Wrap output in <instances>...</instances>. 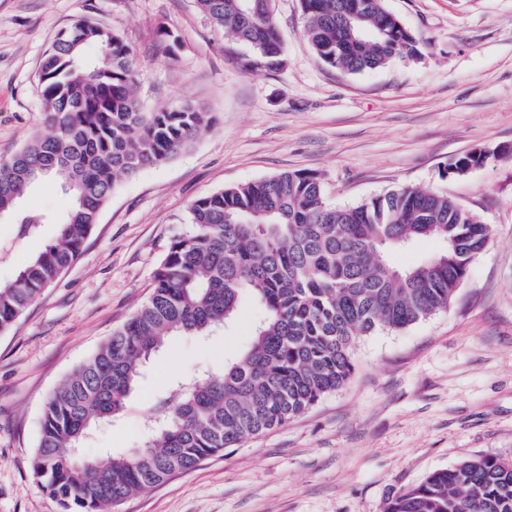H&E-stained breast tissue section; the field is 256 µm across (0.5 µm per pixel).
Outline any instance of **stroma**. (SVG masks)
<instances>
[{
	"label": "stroma",
	"mask_w": 512,
	"mask_h": 512,
	"mask_svg": "<svg viewBox=\"0 0 512 512\" xmlns=\"http://www.w3.org/2000/svg\"><path fill=\"white\" fill-rule=\"evenodd\" d=\"M422 46L415 61L350 74L305 36L299 0H275L285 65L245 70L249 50L195 0H0V158L46 129L39 70L57 33L80 18L134 55L143 111L190 102L215 127L159 166L120 178L79 258L0 333V512H61L30 459L46 397L125 324L198 199L282 172L317 173L328 201L352 207L402 187L448 195L492 228L448 308L408 328L360 337L346 383L302 415L195 469L130 496L116 512H385L430 473L487 452L512 459V0H384ZM483 149L484 166L443 176ZM67 199L44 180L31 215ZM57 228L18 239L0 220V282ZM262 309L243 301L226 331L176 336L138 391L86 441L102 459L139 448L172 382L246 349Z\"/></svg>",
	"instance_id": "35a3bbf8"
}]
</instances>
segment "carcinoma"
Returning <instances> with one entry per match:
<instances>
[{
  "label": "carcinoma",
  "instance_id": "carcinoma-1",
  "mask_svg": "<svg viewBox=\"0 0 512 512\" xmlns=\"http://www.w3.org/2000/svg\"><path fill=\"white\" fill-rule=\"evenodd\" d=\"M217 30L252 47L246 69L284 66L274 0H196ZM305 34L328 66L361 73L421 57L420 43L384 0H300ZM130 48L81 19L45 52L39 83L48 130L0 158V218L35 234L42 218L19 210L52 178L68 197L55 240L0 283L7 331L81 254L120 175L160 165L215 125L205 107L141 111ZM487 158L472 151L447 166L460 176ZM454 199L410 187L355 207L330 204L315 173L284 172L195 201L185 229L153 273L147 300L46 399L31 459L37 484L62 512H113L128 497L187 472L302 414L354 369L353 349L378 329L402 330L448 308L491 227ZM434 239L443 248L408 266L388 256ZM259 305L250 347L224 366L177 380L156 405L142 448L80 461L95 426L112 421L145 364L175 334L226 328L242 300ZM387 512H512V460L465 458L397 492Z\"/></svg>",
  "mask_w": 512,
  "mask_h": 512
}]
</instances>
